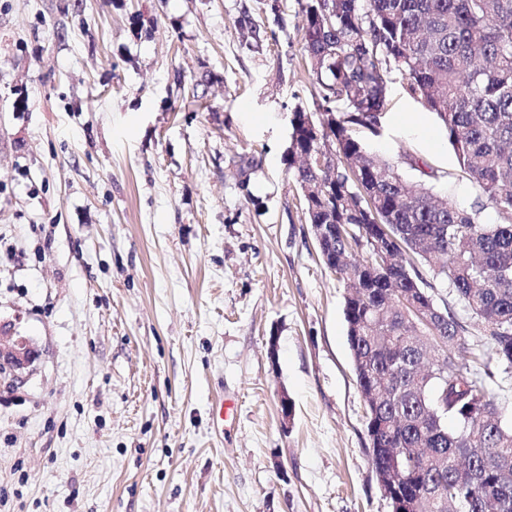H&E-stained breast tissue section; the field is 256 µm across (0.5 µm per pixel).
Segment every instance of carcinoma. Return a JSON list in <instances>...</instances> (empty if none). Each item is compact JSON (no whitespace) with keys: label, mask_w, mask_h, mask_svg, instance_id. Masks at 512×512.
<instances>
[{"label":"carcinoma","mask_w":512,"mask_h":512,"mask_svg":"<svg viewBox=\"0 0 512 512\" xmlns=\"http://www.w3.org/2000/svg\"><path fill=\"white\" fill-rule=\"evenodd\" d=\"M324 2L329 27L319 0L302 4L303 48L323 101L347 111L330 128L336 158L324 169L296 165L316 124L295 112L288 169L300 185L325 188L306 200L310 223L354 226L333 238L331 270L348 291L374 469L400 471L406 512H448L467 494L465 512H512V423L489 390L512 377V0ZM394 68L444 126L495 223L402 179L348 133L378 128ZM435 282L470 310V326L435 302ZM470 327L493 356L460 355Z\"/></svg>","instance_id":"1"}]
</instances>
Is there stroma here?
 I'll return each mask as SVG.
<instances>
[{"label": "stroma", "instance_id": "35a3bbf8", "mask_svg": "<svg viewBox=\"0 0 512 512\" xmlns=\"http://www.w3.org/2000/svg\"><path fill=\"white\" fill-rule=\"evenodd\" d=\"M303 2L0 0V322L39 351L0 377V512H391L287 170L325 106ZM407 82L353 137L495 223Z\"/></svg>", "mask_w": 512, "mask_h": 512}]
</instances>
